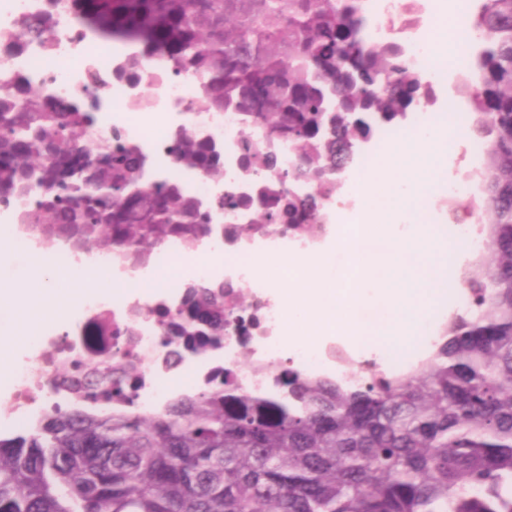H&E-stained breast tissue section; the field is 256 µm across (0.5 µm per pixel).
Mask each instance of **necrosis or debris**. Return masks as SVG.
<instances>
[{
	"mask_svg": "<svg viewBox=\"0 0 512 512\" xmlns=\"http://www.w3.org/2000/svg\"><path fill=\"white\" fill-rule=\"evenodd\" d=\"M422 18L418 27L407 32L404 43L408 59L422 72L428 82L445 87L448 80H462L464 61L459 55H449L443 65H435L426 51V45L442 16L449 10L463 15L466 0H421ZM123 60L121 52L102 46L82 35L68 16H60L48 44H31L18 51L0 52V87L13 79L22 78L43 85L55 96L70 100L81 96L82 88L91 75L107 78L109 101L94 127L98 137L120 132L139 143L142 149L157 162L169 168L173 179L190 194L209 198L224 191V184L236 176V153L243 127L233 112L213 116L211 112L194 107L199 93L200 80L194 76L175 78L160 65L149 67L142 85L136 86L123 80L110 79L113 67ZM466 114L448 109L439 112H421L406 126L404 133L414 137L424 126L441 128L448 138L449 160L464 159L479 165L485 146L477 140L460 141L455 137L457 128L465 122ZM192 124L198 134L213 138L224 145V179L213 182L191 172L173 168L167 152L170 135L178 125ZM268 242L287 244L296 255H310L316 250L313 240H301L288 233L270 236L255 235L247 239L228 240L214 236L202 242L197 250L184 249L178 242H170L148 262L122 261L111 255H101L102 264L112 269V280L124 284L125 289L113 294L98 291L82 294L67 312V319L78 320L82 332L75 336L46 337L38 340L35 361L16 363L9 374L7 393L0 402L5 410L0 413V429L36 427L41 418L53 408L67 409L74 403L71 393L57 379L59 361L69 355L79 354L86 360L100 359L101 346L90 345L85 328L93 326L100 316L111 315L114 322L131 321L132 310L146 311L159 304L176 305L185 282L197 278L224 279L248 285L250 308L255 311L258 324L247 336H225L220 347L212 350L205 359H183L176 366L164 362L166 350L161 346L153 320H135L136 335L130 347L132 353L143 361L144 369L139 381L135 405L143 411H157L176 395V382L190 378L193 388L199 389L211 381L217 370L236 367L242 350L251 353L247 368L237 369V381L245 388L265 389L268 374L281 363L289 361L296 367L317 373L333 370L343 376L344 359L355 360L362 370L372 369L374 363L400 371L411 370L428 352L433 340L436 318H429L420 335L405 349L386 346L380 359L365 357L363 349L354 348L345 337L324 339L314 348L297 344L287 346L282 336L283 320L279 302L268 285L255 272L252 256L258 245ZM220 253L224 256L221 267L203 271L188 269L185 277L174 278L162 300L147 299L143 293L132 289L134 279H146L162 272L182 259H196L202 255Z\"/></svg>",
	"mask_w": 512,
	"mask_h": 512,
	"instance_id": "1",
	"label": "necrosis or debris"
}]
</instances>
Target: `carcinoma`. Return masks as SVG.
<instances>
[{
    "label": "carcinoma",
    "instance_id": "1",
    "mask_svg": "<svg viewBox=\"0 0 512 512\" xmlns=\"http://www.w3.org/2000/svg\"><path fill=\"white\" fill-rule=\"evenodd\" d=\"M61 8L96 41L136 48L117 78L137 84L153 60L200 76L196 107L243 120L246 188L205 202L121 134L91 139L107 86L95 76L72 101L21 79L0 92V198L25 202L17 232L42 246L121 258L178 239L192 250L219 230L217 216L240 214L252 230L315 238L359 144L438 99L399 39L368 41L363 0H48L0 48L44 41ZM419 10L403 0L398 26ZM469 21L485 45L457 92L486 152L479 199L445 205L477 216L483 247L448 285L472 309L448 314L427 358L352 384L281 366L267 395L226 369L156 413L134 410L143 364L120 346L94 364L69 359L61 384L81 406L0 438V512H512V0H479ZM168 153L180 169L224 179L221 147L185 125ZM245 309L233 283L194 281L176 306L149 314L178 363L248 335L234 318ZM101 401L122 409L82 407Z\"/></svg>",
    "mask_w": 512,
    "mask_h": 512
}]
</instances>
